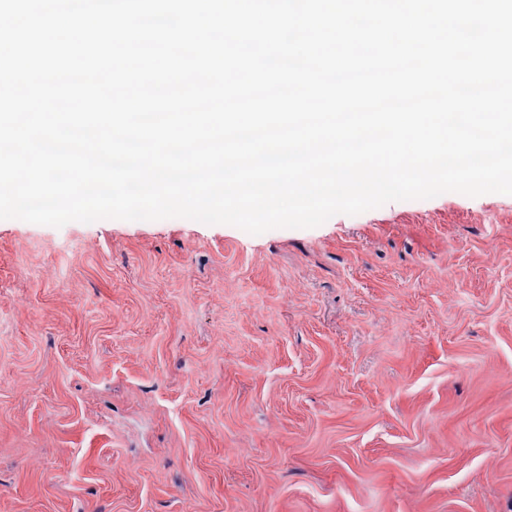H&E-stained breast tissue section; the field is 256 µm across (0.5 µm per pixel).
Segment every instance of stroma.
<instances>
[{
	"mask_svg": "<svg viewBox=\"0 0 512 512\" xmlns=\"http://www.w3.org/2000/svg\"><path fill=\"white\" fill-rule=\"evenodd\" d=\"M0 512H512V195L0 220Z\"/></svg>",
	"mask_w": 512,
	"mask_h": 512,
	"instance_id": "1",
	"label": "stroma"
}]
</instances>
